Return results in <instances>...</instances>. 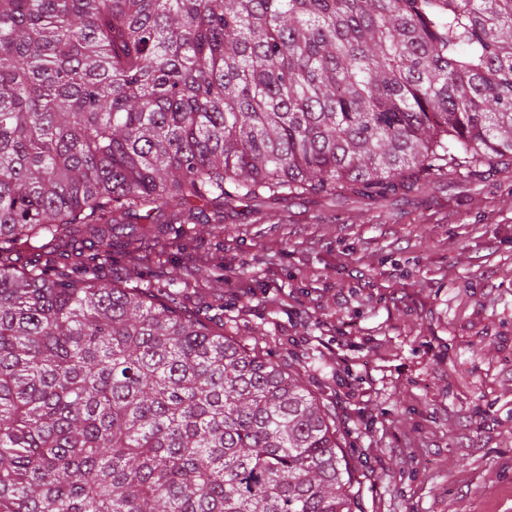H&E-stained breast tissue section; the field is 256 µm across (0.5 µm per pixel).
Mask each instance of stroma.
Here are the masks:
<instances>
[{"mask_svg": "<svg viewBox=\"0 0 512 512\" xmlns=\"http://www.w3.org/2000/svg\"><path fill=\"white\" fill-rule=\"evenodd\" d=\"M113 278L196 275L241 335L296 364L356 462L355 512H512V158L370 204L353 193L224 208Z\"/></svg>", "mask_w": 512, "mask_h": 512, "instance_id": "obj_1", "label": "stroma"}]
</instances>
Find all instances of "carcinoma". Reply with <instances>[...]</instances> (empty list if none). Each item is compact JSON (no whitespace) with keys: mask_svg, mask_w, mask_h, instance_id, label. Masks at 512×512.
<instances>
[{"mask_svg":"<svg viewBox=\"0 0 512 512\" xmlns=\"http://www.w3.org/2000/svg\"><path fill=\"white\" fill-rule=\"evenodd\" d=\"M509 155L512 0H0V512H353L323 399L112 239Z\"/></svg>","mask_w":512,"mask_h":512,"instance_id":"cac0c4a2","label":"carcinoma"}]
</instances>
